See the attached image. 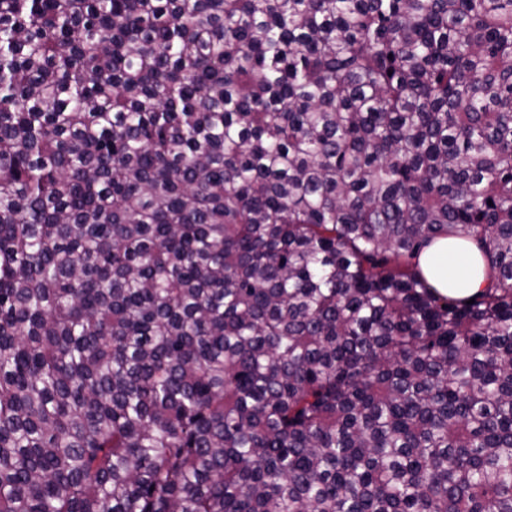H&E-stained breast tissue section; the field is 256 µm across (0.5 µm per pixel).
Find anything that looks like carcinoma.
Returning <instances> with one entry per match:
<instances>
[{"instance_id":"cac0c4a2","label":"carcinoma","mask_w":512,"mask_h":512,"mask_svg":"<svg viewBox=\"0 0 512 512\" xmlns=\"http://www.w3.org/2000/svg\"><path fill=\"white\" fill-rule=\"evenodd\" d=\"M0 512H512V0H0ZM464 256L462 264H449L448 260ZM419 267L441 295L467 299L480 294L487 286L484 261L474 244L460 247L448 239L435 241L419 257Z\"/></svg>"}]
</instances>
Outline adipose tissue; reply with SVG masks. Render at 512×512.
Masks as SVG:
<instances>
[{"label":"adipose tissue","mask_w":512,"mask_h":512,"mask_svg":"<svg viewBox=\"0 0 512 512\" xmlns=\"http://www.w3.org/2000/svg\"><path fill=\"white\" fill-rule=\"evenodd\" d=\"M419 267L441 295L467 299L487 286L484 261L475 245L459 246L440 239L419 258Z\"/></svg>","instance_id":"1"}]
</instances>
